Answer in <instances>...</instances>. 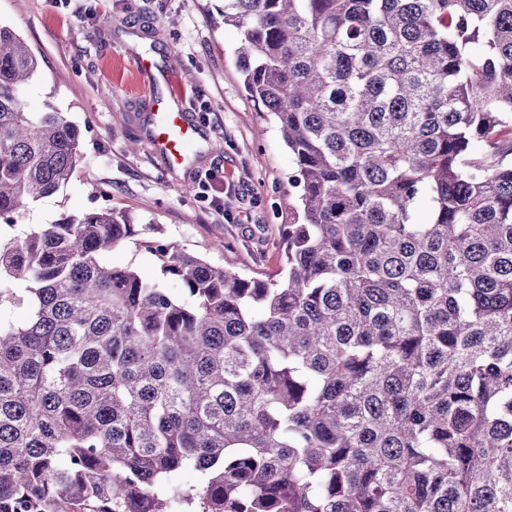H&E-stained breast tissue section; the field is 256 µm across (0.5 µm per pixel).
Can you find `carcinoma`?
<instances>
[{
    "label": "carcinoma",
    "mask_w": 512,
    "mask_h": 512,
    "mask_svg": "<svg viewBox=\"0 0 512 512\" xmlns=\"http://www.w3.org/2000/svg\"><path fill=\"white\" fill-rule=\"evenodd\" d=\"M224 25L292 155L282 268L112 208L0 243L27 311L0 317V512H512V0H224ZM38 66L0 25L8 225L81 156L25 107ZM128 243L154 276L103 262Z\"/></svg>",
    "instance_id": "carcinoma-1"
}]
</instances>
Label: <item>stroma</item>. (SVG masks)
Returning <instances> with one entry per match:
<instances>
[{
	"label": "stroma",
	"instance_id": "35a3bbf8",
	"mask_svg": "<svg viewBox=\"0 0 512 512\" xmlns=\"http://www.w3.org/2000/svg\"><path fill=\"white\" fill-rule=\"evenodd\" d=\"M0 24L39 60L22 93L28 109L64 112L83 134L69 183L26 205L0 238L106 207L213 264L280 269L292 156L244 90L224 0H0ZM141 58L153 70L139 68ZM169 106L202 133L184 167L147 132L149 113ZM212 173L239 181V199L226 200Z\"/></svg>",
	"mask_w": 512,
	"mask_h": 512
}]
</instances>
